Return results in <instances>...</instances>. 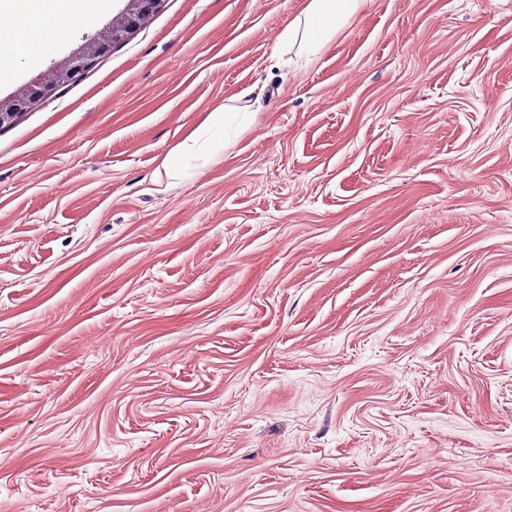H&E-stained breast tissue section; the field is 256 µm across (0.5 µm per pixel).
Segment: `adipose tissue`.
Wrapping results in <instances>:
<instances>
[{
    "mask_svg": "<svg viewBox=\"0 0 512 512\" xmlns=\"http://www.w3.org/2000/svg\"><path fill=\"white\" fill-rule=\"evenodd\" d=\"M368 2L307 0L301 16L288 25L280 41L288 46L299 44L303 54L315 56ZM103 7V0H0V14L14 18L11 27L0 29V81L9 80L14 73L13 46L24 45L31 60H38Z\"/></svg>",
    "mask_w": 512,
    "mask_h": 512,
    "instance_id": "1",
    "label": "adipose tissue"
}]
</instances>
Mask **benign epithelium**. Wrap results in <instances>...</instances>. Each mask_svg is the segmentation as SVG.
I'll use <instances>...</instances> for the list:
<instances>
[{
    "mask_svg": "<svg viewBox=\"0 0 512 512\" xmlns=\"http://www.w3.org/2000/svg\"><path fill=\"white\" fill-rule=\"evenodd\" d=\"M164 0H125L122 10L62 61L32 79L15 94L0 98V129L12 125L19 116L39 108L56 91L77 82L112 46L141 28L162 6Z\"/></svg>",
    "mask_w": 512,
    "mask_h": 512,
    "instance_id": "7a95c632",
    "label": "benign epithelium"
}]
</instances>
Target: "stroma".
<instances>
[{"label": "stroma", "mask_w": 512, "mask_h": 512, "mask_svg": "<svg viewBox=\"0 0 512 512\" xmlns=\"http://www.w3.org/2000/svg\"><path fill=\"white\" fill-rule=\"evenodd\" d=\"M304 6L165 0L0 129V512H512V0ZM370 0H307L298 16L280 36L282 44L291 46L303 26L300 49L307 57L319 54L336 33L357 16Z\"/></svg>", "instance_id": "stroma-1"}]
</instances>
